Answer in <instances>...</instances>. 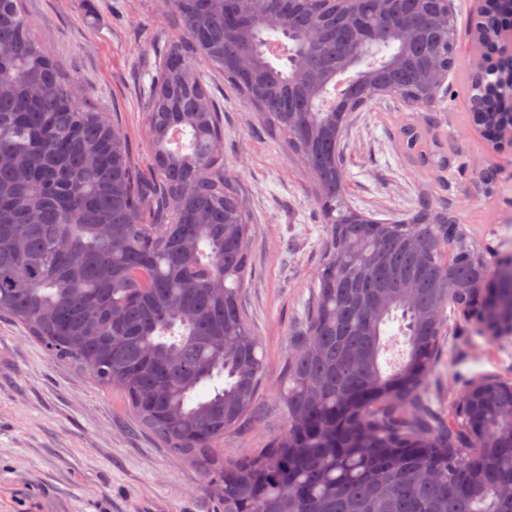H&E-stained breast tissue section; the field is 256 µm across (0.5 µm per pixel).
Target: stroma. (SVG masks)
I'll return each instance as SVG.
<instances>
[{
	"mask_svg": "<svg viewBox=\"0 0 512 512\" xmlns=\"http://www.w3.org/2000/svg\"><path fill=\"white\" fill-rule=\"evenodd\" d=\"M33 33L64 76L101 112L121 115L142 173L150 171L145 103L167 42L186 38L169 0H22ZM224 119V168L238 182L253 220L251 274L242 296L262 343L269 377L291 352L304 321L325 235L310 178L280 138L206 69ZM468 68L449 75L448 97L420 111L383 99L354 113L342 140L351 204L386 219L427 200L456 214L492 259L512 257V149L495 150L466 115ZM427 121L445 136L447 167L418 165L397 147L401 121ZM500 172L488 189L480 172ZM476 318L448 320L429 382L434 408L449 411L469 382L512 379V336L480 333ZM284 427L270 393L248 429L225 435L227 459L264 448ZM203 470L139 432L123 395L55 361L10 319L0 318V512H216Z\"/></svg>",
	"mask_w": 512,
	"mask_h": 512,
	"instance_id": "obj_1",
	"label": "stroma"
}]
</instances>
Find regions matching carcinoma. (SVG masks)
I'll list each match as a JSON object with an SVG mask.
<instances>
[{
	"label": "carcinoma",
	"instance_id": "obj_1",
	"mask_svg": "<svg viewBox=\"0 0 512 512\" xmlns=\"http://www.w3.org/2000/svg\"><path fill=\"white\" fill-rule=\"evenodd\" d=\"M235 6L173 0L188 38L163 50L149 89L147 182L118 113L75 97L21 0H0V315L118 389L159 447L202 467L218 512H512V381L474 382L447 423L424 396L445 311L471 308L490 261L426 201L384 221L352 207L341 141L355 108L327 100L323 81L338 58L379 55L359 73L363 106L444 102L459 66L448 0L434 29L421 10L384 24L375 0L329 13L298 0L287 19L275 0H245L246 72L225 46ZM273 33L276 62L263 50ZM202 61L305 164L327 236L311 308L274 380L241 306L252 224L224 170V121ZM485 73L477 111L494 136L512 87L500 63ZM173 128L188 146L166 147ZM401 135L418 163L434 157L430 130L407 124ZM393 321L407 349L385 372ZM265 386L284 409L282 433L257 453L216 455Z\"/></svg>",
	"mask_w": 512,
	"mask_h": 512
}]
</instances>
